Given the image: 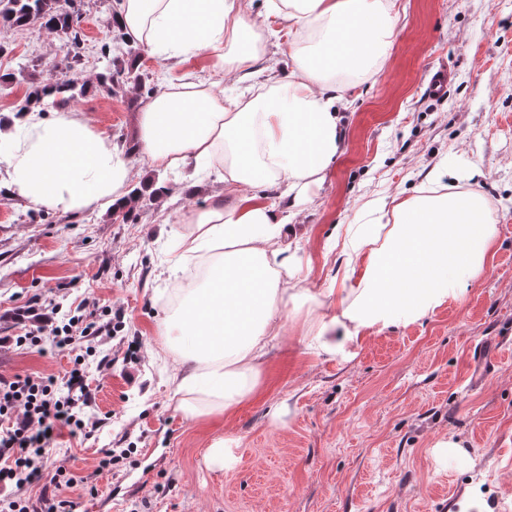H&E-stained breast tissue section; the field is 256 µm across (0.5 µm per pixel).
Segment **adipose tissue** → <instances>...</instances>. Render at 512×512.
Wrapping results in <instances>:
<instances>
[{
	"label": "adipose tissue",
	"instance_id": "1",
	"mask_svg": "<svg viewBox=\"0 0 512 512\" xmlns=\"http://www.w3.org/2000/svg\"><path fill=\"white\" fill-rule=\"evenodd\" d=\"M254 18L243 0H120L116 24L158 56L217 54L244 84L264 58L272 19L298 39L288 75L256 94L216 92L205 82L165 91L138 119L137 153L154 166L191 159L224 183L204 209L181 213L190 227L177 264L212 256L211 279L189 289L161 326V348L180 366L168 379L185 418L228 413L259 390L260 365L285 327L280 310L314 302L295 249L285 244L289 213L245 195L282 187L284 195L319 186L342 145L336 109L347 90L339 71L369 78L396 35L394 0H265ZM0 163L27 202L68 213L121 208L131 164L112 139L71 110L46 118L35 110L0 125ZM447 168L423 193L374 207V221L337 233L346 287L336 314L311 323L320 353L352 357L368 330L406 327L460 300L493 257L496 226L477 192L442 189Z\"/></svg>",
	"mask_w": 512,
	"mask_h": 512
}]
</instances>
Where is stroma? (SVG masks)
<instances>
[{
  "label": "stroma",
  "mask_w": 512,
  "mask_h": 512,
  "mask_svg": "<svg viewBox=\"0 0 512 512\" xmlns=\"http://www.w3.org/2000/svg\"><path fill=\"white\" fill-rule=\"evenodd\" d=\"M119 0H59L81 15L83 95L71 102L98 131L133 145L149 96L133 86L102 88ZM397 35L371 79L354 78L338 109L343 148L324 182L288 199L289 234L309 262L318 313L331 318L329 288L343 276L332 234L361 219L365 205L414 198L429 172L445 164L452 192L479 191L497 226L496 252L462 300L425 320L374 332L350 360L319 355L304 309L284 308L288 334L264 359L259 394L233 412L191 421L176 411L167 385L175 359L159 350L158 324L187 275L166 267L187 225L177 215L210 203L216 176L132 159L129 189L165 182L157 199H140L138 221L111 211L65 213L20 198L0 165V374H39L65 382L85 362L92 397L90 433L62 432L46 455L37 500L56 469L81 477L69 512H462L480 493L491 512H512V0H396ZM64 34L40 24H0V120L17 115L34 87L57 76ZM293 38L277 28L256 85L283 75ZM157 90L198 79L231 92L212 51L170 63L141 49ZM448 73L440 93L431 76ZM90 303L111 335L57 350L15 345L33 329L17 311L50 304L80 315ZM233 463L216 469L205 455L217 439ZM452 439L460 458L434 449ZM125 451L112 469L100 451Z\"/></svg>",
  "instance_id": "stroma-1"
}]
</instances>
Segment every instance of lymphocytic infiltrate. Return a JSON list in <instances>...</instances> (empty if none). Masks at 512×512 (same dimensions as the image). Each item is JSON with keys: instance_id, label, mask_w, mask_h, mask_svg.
Wrapping results in <instances>:
<instances>
[{"instance_id": "lymphocytic-infiltrate-1", "label": "lymphocytic infiltrate", "mask_w": 512, "mask_h": 512, "mask_svg": "<svg viewBox=\"0 0 512 512\" xmlns=\"http://www.w3.org/2000/svg\"><path fill=\"white\" fill-rule=\"evenodd\" d=\"M90 406L83 372L72 369L65 385L39 375H0V512H34L22 491L39 479L43 452L57 428L83 429Z\"/></svg>"}]
</instances>
